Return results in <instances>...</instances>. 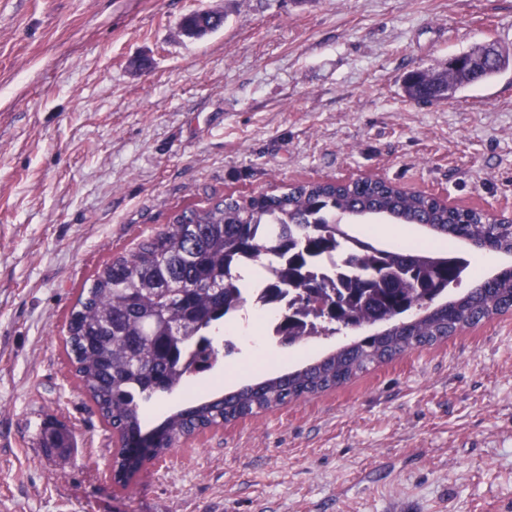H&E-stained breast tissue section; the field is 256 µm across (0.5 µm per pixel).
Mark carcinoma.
<instances>
[{
    "mask_svg": "<svg viewBox=\"0 0 512 512\" xmlns=\"http://www.w3.org/2000/svg\"><path fill=\"white\" fill-rule=\"evenodd\" d=\"M225 16H185L201 37ZM465 72L424 73L405 83L410 101L453 98L470 85ZM379 216L391 224H420L430 233L479 250L512 254V223L477 208L444 205L386 180L301 182L284 191L211 198L173 213L166 226L106 261L82 288L69 313L64 347L81 388L116 436L142 430L141 402L170 393L217 361L214 331L244 307L240 261L269 270L286 267L266 288L268 299L291 295L279 325L281 344L334 336L377 323L312 364L236 392H215L168 415L165 447L300 399L345 385L370 368L433 346L512 308V267L467 292L435 303L460 282L468 261L426 245L398 250L343 229L351 218ZM336 253L347 273L317 277L308 267ZM414 312L409 319L401 315Z\"/></svg>",
    "mask_w": 512,
    "mask_h": 512,
    "instance_id": "cac0c4a2",
    "label": "carcinoma"
}]
</instances>
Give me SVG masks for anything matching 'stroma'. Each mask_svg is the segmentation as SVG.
<instances>
[{"mask_svg": "<svg viewBox=\"0 0 512 512\" xmlns=\"http://www.w3.org/2000/svg\"><path fill=\"white\" fill-rule=\"evenodd\" d=\"M195 11L223 27L186 35ZM489 42L512 0H0V512H512V313L121 482L63 345L103 260L215 194L371 175L512 206V68L403 91ZM471 76L465 72H442L438 74H424L417 82H405V95L410 101L426 103L429 99L437 101L454 98L458 92L471 85ZM448 91L450 92L448 96Z\"/></svg>", "mask_w": 512, "mask_h": 512, "instance_id": "1", "label": "stroma"}]
</instances>
